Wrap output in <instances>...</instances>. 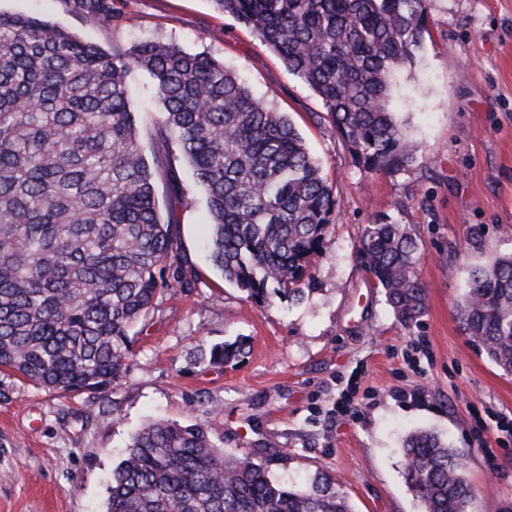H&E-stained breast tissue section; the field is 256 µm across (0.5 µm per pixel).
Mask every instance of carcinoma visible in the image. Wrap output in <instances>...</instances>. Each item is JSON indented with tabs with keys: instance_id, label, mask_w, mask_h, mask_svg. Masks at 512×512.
Wrapping results in <instances>:
<instances>
[{
	"instance_id": "carcinoma-1",
	"label": "carcinoma",
	"mask_w": 512,
	"mask_h": 512,
	"mask_svg": "<svg viewBox=\"0 0 512 512\" xmlns=\"http://www.w3.org/2000/svg\"><path fill=\"white\" fill-rule=\"evenodd\" d=\"M91 26L116 27L114 0H72ZM249 27L321 98L355 163L395 174L416 156L390 109L396 76L427 33L428 0H212ZM143 72L162 109L141 132L129 94ZM192 167L210 216L213 267L256 304L304 298L337 201L288 117L205 53L172 42L105 51L39 19L0 13V370L66 393L118 386L131 329L166 290L200 276L162 216L159 193L185 196L164 163ZM155 165H150L148 155ZM359 252L404 325L425 311L405 226L368 225ZM463 330L512 374V253L471 272ZM235 340L200 348L209 364L245 355ZM403 474L422 512H471L464 456L417 430ZM273 452L227 453L201 423L149 420L112 471L107 512H353L336 480H274Z\"/></svg>"
}]
</instances>
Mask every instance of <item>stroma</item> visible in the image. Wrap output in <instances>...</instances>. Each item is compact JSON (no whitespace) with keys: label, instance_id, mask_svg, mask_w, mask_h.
Listing matches in <instances>:
<instances>
[{"label":"stroma","instance_id":"1","mask_svg":"<svg viewBox=\"0 0 512 512\" xmlns=\"http://www.w3.org/2000/svg\"><path fill=\"white\" fill-rule=\"evenodd\" d=\"M117 29L89 26L70 0H0L111 49L158 39L206 51L287 113L338 202L314 259L306 300L259 305L206 257L208 214L190 169L174 229L201 278L167 291L132 334L121 387L87 410L81 396L0 371V512H106L111 473L146 419L202 422L225 451L283 453L272 473L323 472L354 512H420L403 476V439L427 429L464 454L476 512L512 506V446L486 454L473 413L498 435L512 419V375L463 331L458 305L471 268L512 252V0H429L428 26L391 109L416 163L388 175L355 164L318 96L243 24L211 0H115ZM406 225L426 290L418 323L402 325L358 253L368 224ZM238 338L246 357L199 363V345Z\"/></svg>","mask_w":512,"mask_h":512}]
</instances>
